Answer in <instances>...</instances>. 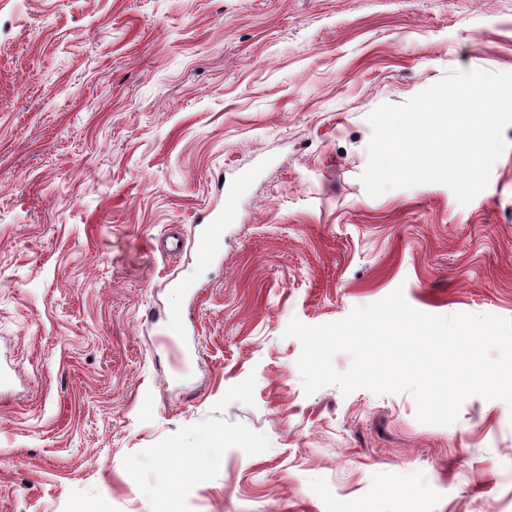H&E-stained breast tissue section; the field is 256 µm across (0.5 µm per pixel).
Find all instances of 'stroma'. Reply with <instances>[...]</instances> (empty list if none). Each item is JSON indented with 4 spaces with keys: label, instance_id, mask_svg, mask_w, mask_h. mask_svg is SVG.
Returning <instances> with one entry per match:
<instances>
[{
    "label": "stroma",
    "instance_id": "stroma-1",
    "mask_svg": "<svg viewBox=\"0 0 512 512\" xmlns=\"http://www.w3.org/2000/svg\"><path fill=\"white\" fill-rule=\"evenodd\" d=\"M469 70L512 0H0V512H512L511 406L308 395L284 335L399 287L512 320V126L467 205L360 180L369 114ZM232 199L233 195L228 194L224 202V218L221 217H209L204 216L200 223H203L207 218L208 228L204 234V237L200 239V247L203 254L208 258H213L221 251L224 242V225L216 224L227 221L232 215Z\"/></svg>",
    "mask_w": 512,
    "mask_h": 512
}]
</instances>
